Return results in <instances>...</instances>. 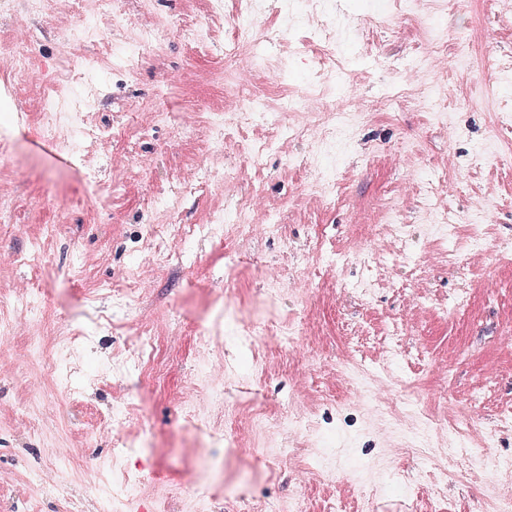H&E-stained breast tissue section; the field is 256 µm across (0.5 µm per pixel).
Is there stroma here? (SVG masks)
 <instances>
[{
  "mask_svg": "<svg viewBox=\"0 0 512 512\" xmlns=\"http://www.w3.org/2000/svg\"><path fill=\"white\" fill-rule=\"evenodd\" d=\"M336 2L351 24L336 44L359 99L328 77L346 134L318 147L302 134L314 113L282 103L313 83L322 6L257 0L283 37L254 68L224 60L237 0H116L109 12L100 0L36 10L0 0V44L29 54L23 73L0 62V85L12 88L0 103V321L17 327L1 357L11 369L0 378V512H104L131 475L124 512H257L269 499L283 512H428L437 469L407 453L419 426L403 402L444 420L477 388L486 402L472 440L512 457V264L489 260L512 250V154L482 160L497 151L496 113L512 107V0ZM79 21L96 34L77 56ZM488 24L502 30L489 45ZM189 25L197 41L182 37ZM436 36L444 52L425 56ZM462 43L487 55L494 92L460 82ZM87 60L97 67L85 75ZM245 83L266 114L241 127ZM47 87L58 92L49 137L36 96ZM150 111L167 122L137 124ZM77 115L100 137L80 139ZM219 144L230 175L202 179ZM252 147L260 163H247ZM476 210L486 251L469 249L467 228L448 237L433 225ZM219 217L222 229L189 236ZM273 220L276 235L265 230ZM464 287L471 299L458 310ZM256 321L294 327L305 354L250 335ZM142 334L161 370L151 383L133 352ZM37 339L40 361L27 357ZM353 357L370 372L368 396L387 406L345 409ZM187 407L197 426L185 425ZM258 415L261 428L235 434ZM60 448L81 455L61 468ZM256 448L272 463H256ZM192 470L197 483L183 484ZM441 493L446 512H480L499 491L483 472Z\"/></svg>",
  "mask_w": 512,
  "mask_h": 512,
  "instance_id": "obj_1",
  "label": "stroma"
}]
</instances>
